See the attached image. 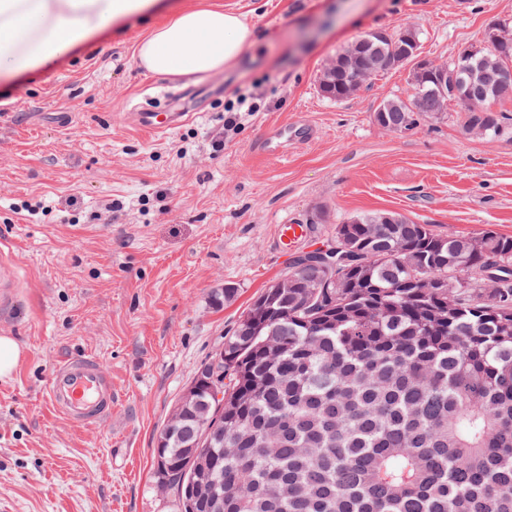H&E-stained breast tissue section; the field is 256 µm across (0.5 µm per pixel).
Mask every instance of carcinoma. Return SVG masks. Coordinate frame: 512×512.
Here are the masks:
<instances>
[{
    "instance_id": "carcinoma-1",
    "label": "carcinoma",
    "mask_w": 512,
    "mask_h": 512,
    "mask_svg": "<svg viewBox=\"0 0 512 512\" xmlns=\"http://www.w3.org/2000/svg\"><path fill=\"white\" fill-rule=\"evenodd\" d=\"M484 31L482 51L409 67L414 26L370 30L357 65L408 71L376 123L395 133L457 106L462 129L501 136L493 104L512 99V34ZM333 57L321 95L361 86ZM352 215L326 240L336 267L294 270L259 294L224 337V381L198 370L197 404L157 440V480L179 512H205L188 490L204 462L219 475L201 497L224 512H512V237L448 235L393 212ZM224 394L217 408L211 392Z\"/></svg>"
}]
</instances>
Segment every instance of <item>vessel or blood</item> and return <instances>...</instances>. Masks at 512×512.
<instances>
[{"label":"vessel or blood","instance_id":"obj_1","mask_svg":"<svg viewBox=\"0 0 512 512\" xmlns=\"http://www.w3.org/2000/svg\"><path fill=\"white\" fill-rule=\"evenodd\" d=\"M155 108L145 106L135 115L138 126L156 131L166 130L185 120L182 112L167 113L165 121H157ZM311 135L303 124L289 128H277L262 143L265 153H275L277 147L287 141L302 142ZM47 399L55 412L78 427H88L109 420L112 416V381L100 361L91 355H77L65 359L54 369Z\"/></svg>","mask_w":512,"mask_h":512}]
</instances>
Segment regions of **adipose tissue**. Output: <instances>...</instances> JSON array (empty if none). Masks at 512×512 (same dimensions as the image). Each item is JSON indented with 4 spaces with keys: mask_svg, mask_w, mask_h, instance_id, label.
Returning <instances> with one entry per match:
<instances>
[{
    "mask_svg": "<svg viewBox=\"0 0 512 512\" xmlns=\"http://www.w3.org/2000/svg\"><path fill=\"white\" fill-rule=\"evenodd\" d=\"M160 0H0V82L46 67L108 27L147 19ZM253 43L240 15L220 6L175 9L136 47L146 73L195 76L224 70Z\"/></svg>",
    "mask_w": 512,
    "mask_h": 512,
    "instance_id": "adipose-tissue-1",
    "label": "adipose tissue"
}]
</instances>
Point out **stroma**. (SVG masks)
<instances>
[{"instance_id": "obj_1", "label": "stroma", "mask_w": 512, "mask_h": 512, "mask_svg": "<svg viewBox=\"0 0 512 512\" xmlns=\"http://www.w3.org/2000/svg\"><path fill=\"white\" fill-rule=\"evenodd\" d=\"M221 6L254 43L222 72L144 73L148 24L106 29L50 67L0 84V262L16 295L0 336L24 348L0 381V512H176L156 481V439L193 377L240 315L287 267L278 226L307 225L296 251L335 224L395 211L447 234L512 236V133H463L456 107L396 134L374 121L407 71L333 102L318 91L330 58L374 28L422 34L450 60L488 24L512 30V0H174ZM178 94L191 120L162 133L130 114ZM259 109L234 129L238 95ZM301 120L313 139L286 158L261 153L271 127ZM222 151H214L215 140ZM48 210L30 216L24 203ZM234 301L216 304L224 285ZM90 353L112 378V418L74 427L48 407L51 373ZM257 106L256 102L253 101V98L241 95L237 98L236 102L232 105L227 106L224 109V126L227 128H234L238 124V121L241 118L242 112H256Z\"/></svg>"}]
</instances>
